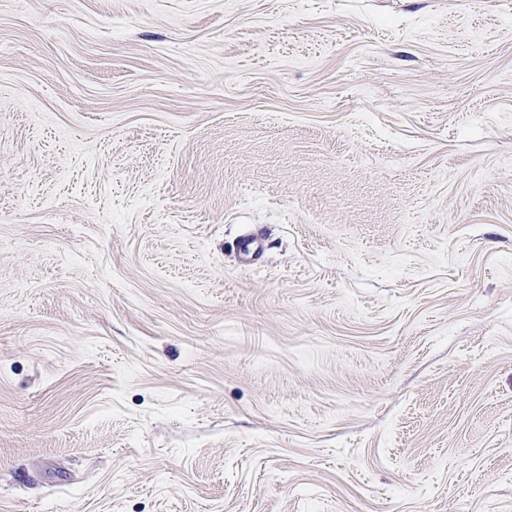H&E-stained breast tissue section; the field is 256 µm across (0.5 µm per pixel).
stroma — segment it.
Masks as SVG:
<instances>
[{
  "label": "stroma",
  "mask_w": 512,
  "mask_h": 512,
  "mask_svg": "<svg viewBox=\"0 0 512 512\" xmlns=\"http://www.w3.org/2000/svg\"><path fill=\"white\" fill-rule=\"evenodd\" d=\"M0 512H512V0H0Z\"/></svg>",
  "instance_id": "35a3bbf8"
}]
</instances>
